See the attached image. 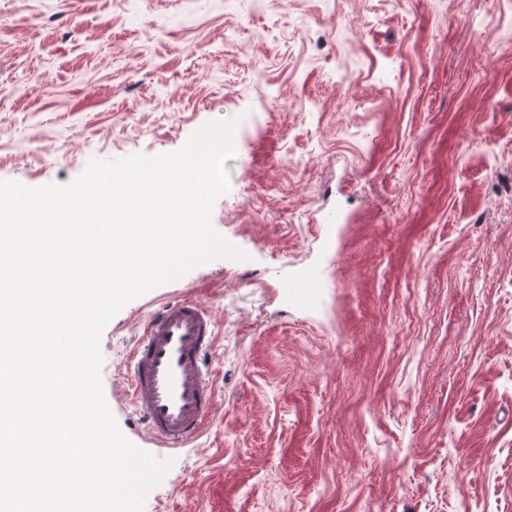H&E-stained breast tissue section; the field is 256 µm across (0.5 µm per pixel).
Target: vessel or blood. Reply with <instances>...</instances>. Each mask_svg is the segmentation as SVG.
<instances>
[{
  "mask_svg": "<svg viewBox=\"0 0 512 512\" xmlns=\"http://www.w3.org/2000/svg\"><path fill=\"white\" fill-rule=\"evenodd\" d=\"M215 340L210 310L192 297L165 303L136 340L127 393L159 447H183L210 422L216 397L205 356Z\"/></svg>",
  "mask_w": 512,
  "mask_h": 512,
  "instance_id": "1",
  "label": "vessel or blood"
}]
</instances>
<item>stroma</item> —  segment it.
I'll return each instance as SVG.
<instances>
[{"mask_svg": "<svg viewBox=\"0 0 512 512\" xmlns=\"http://www.w3.org/2000/svg\"><path fill=\"white\" fill-rule=\"evenodd\" d=\"M1 86L28 187L237 123L211 225L248 260L101 337L119 427L175 460L143 512H512V0H0ZM180 294L217 409L172 450L116 391Z\"/></svg>", "mask_w": 512, "mask_h": 512, "instance_id": "35a3bbf8", "label": "stroma"}]
</instances>
